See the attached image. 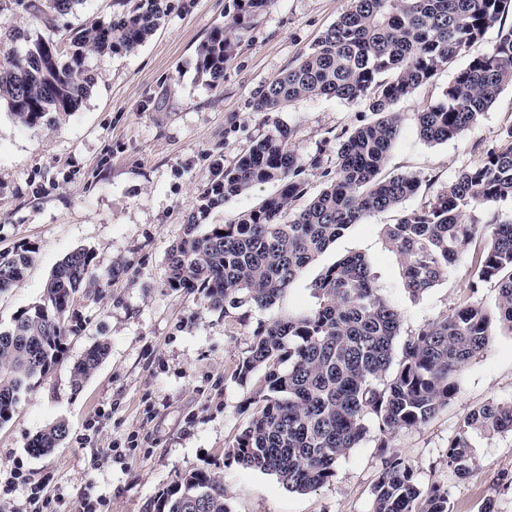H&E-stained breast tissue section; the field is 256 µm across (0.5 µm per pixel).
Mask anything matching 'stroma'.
Returning <instances> with one entry per match:
<instances>
[{
    "label": "stroma",
    "mask_w": 512,
    "mask_h": 512,
    "mask_svg": "<svg viewBox=\"0 0 512 512\" xmlns=\"http://www.w3.org/2000/svg\"><path fill=\"white\" fill-rule=\"evenodd\" d=\"M123 0H81L73 13L14 24L38 25L66 38L70 29L121 12ZM166 16L155 34L130 53L93 55L96 83L82 107L55 124L25 127L0 110V250L26 243L36 249L23 279L0 292V328L18 311L40 303L53 269L67 254L93 252L98 271L123 273L107 288H87L71 308L77 330L65 351L0 425V512H24L32 490L41 512H158L159 499L187 469L219 477L230 512H371L373 486L384 452L401 456L420 487L448 489L450 512H512V432L473 435L466 478L448 470V442L478 407L512 401V331L493 326L487 348L463 369L455 398L428 423L382 435L370 425L365 439L343 455L336 475L317 490L285 489L274 474L228 463L224 452L241 434L249 400L261 383L234 377L255 330L276 317L314 309L312 283L351 253L365 255L381 294L400 313L397 346L465 299L494 309V284L469 288L466 265L422 296L403 286L398 260L384 241L385 225L417 210L463 169L474 166L512 125V86L457 138L424 141L416 114L435 103L455 73L439 72L395 106L400 135L384 175L410 173L418 193L400 209L352 225L293 283L275 306H243L231 314L208 309L199 294L164 285L166 257L184 235L185 222L217 166L233 164L273 121L293 131L305 167L308 196L326 185L312 166L322 156L336 166L337 138L372 120L361 102L325 96L301 98L279 112H258L257 93L296 65L348 9L349 0H269L237 31L213 88L198 78V50L213 28L236 13V0H164ZM278 190L256 186L213 209L208 223L227 224ZM107 340V358L82 384L74 363ZM68 434L51 453L36 456L32 439L56 421ZM117 452H109L110 444ZM22 480L11 481L12 470Z\"/></svg>",
    "instance_id": "stroma-1"
}]
</instances>
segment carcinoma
I'll use <instances>...</instances> for the list:
<instances>
[{
  "label": "carcinoma",
  "mask_w": 512,
  "mask_h": 512,
  "mask_svg": "<svg viewBox=\"0 0 512 512\" xmlns=\"http://www.w3.org/2000/svg\"><path fill=\"white\" fill-rule=\"evenodd\" d=\"M80 0H0V102L27 127L50 115L68 116L87 99L94 78L91 54L132 52L157 30L163 0H138L131 9L75 29L67 46L28 27L11 24L25 11L65 15ZM267 0H237L231 22L214 29L199 49L198 74L216 84L224 77L230 35ZM512 10V0H351L295 66L271 79L257 96L258 112H277L300 98L326 96L366 101L376 119L344 132L335 175L304 209L290 212L305 194L304 165L293 132L276 121L230 166L217 167L199 207L186 220L184 237L166 258L165 286L203 295L212 309L250 303L274 306L303 270L365 217L397 209L417 193L410 174L381 177L401 126L394 106L464 55L486 30ZM512 84V27L500 31L492 50L459 68L441 100L417 113L420 136L443 143L458 137ZM278 183L262 204L230 224L202 221L210 209L258 184ZM512 201V126L501 145L476 166L460 172L425 207L384 227L388 249L401 265L404 287L416 297L435 287L459 263L467 265L469 288H498L496 311L465 302L420 329L393 364L400 313L379 293L370 264L354 253L327 267L313 282L317 306L258 327L236 375L245 384L257 371L263 387L250 419L226 460L270 472L289 491L307 492L335 476L337 461L366 436L367 420L380 432L425 424L458 390L457 375L488 346L491 324L512 331V215L485 224L467 214L490 203ZM483 245L468 250L477 236ZM35 250L21 244L0 251V291L19 281ZM123 266L97 274L92 255L80 248L55 267L42 302L20 311L0 330V424L8 422L33 380L46 374L73 331L68 315L75 295L91 284L107 286ZM108 354V344L88 348L73 366L85 381ZM512 432V402H489L464 419L448 441L447 464L458 479L472 461L471 433ZM58 421L30 444L45 455L67 436ZM372 512H448V489H425L398 455L384 458L374 485ZM159 512H230L223 483L190 469L164 495Z\"/></svg>",
  "instance_id": "carcinoma-1"
}]
</instances>
